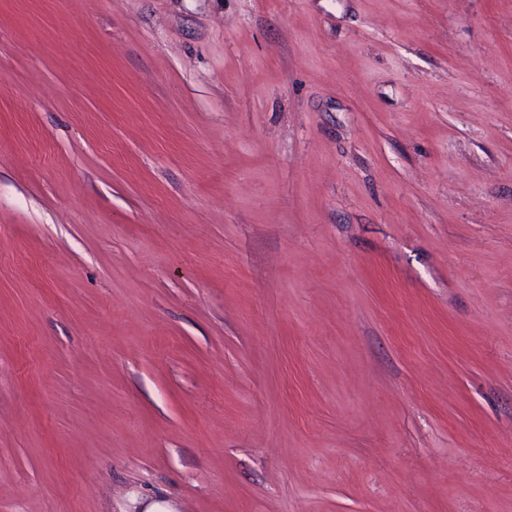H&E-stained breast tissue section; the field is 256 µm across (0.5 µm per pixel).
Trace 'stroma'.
<instances>
[{
  "label": "stroma",
  "instance_id": "stroma-1",
  "mask_svg": "<svg viewBox=\"0 0 512 512\" xmlns=\"http://www.w3.org/2000/svg\"><path fill=\"white\" fill-rule=\"evenodd\" d=\"M512 512V0H0V512Z\"/></svg>",
  "mask_w": 512,
  "mask_h": 512
}]
</instances>
